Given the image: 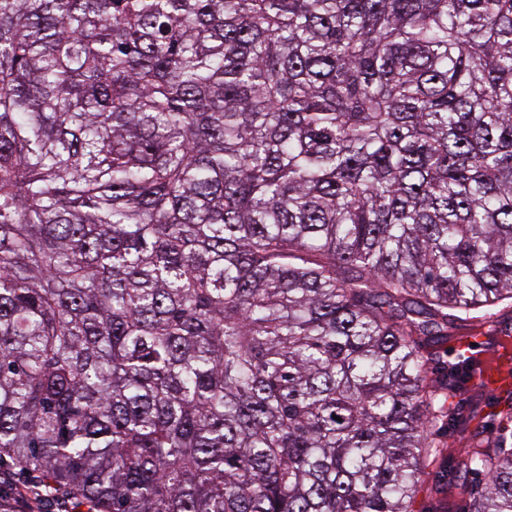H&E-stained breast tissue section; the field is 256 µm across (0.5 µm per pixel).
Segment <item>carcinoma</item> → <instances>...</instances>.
<instances>
[{
  "label": "carcinoma",
  "instance_id": "cac0c4a2",
  "mask_svg": "<svg viewBox=\"0 0 512 512\" xmlns=\"http://www.w3.org/2000/svg\"><path fill=\"white\" fill-rule=\"evenodd\" d=\"M506 301L512 0H0V458L77 508L413 512ZM478 324L479 323L476 322H468L462 326H459L454 331V336L448 337V343L439 347L437 357L433 361V367L435 368L434 370L436 373L435 376L441 377L445 371L443 368V363L446 364L447 361L453 362L454 358L458 356L454 352V345L456 343L454 341L456 339L462 336H479L480 333L486 332L490 326V324H485L482 326H479Z\"/></svg>",
  "mask_w": 512,
  "mask_h": 512
}]
</instances>
